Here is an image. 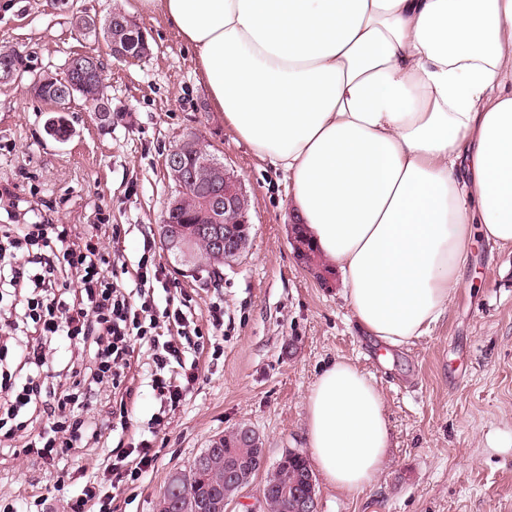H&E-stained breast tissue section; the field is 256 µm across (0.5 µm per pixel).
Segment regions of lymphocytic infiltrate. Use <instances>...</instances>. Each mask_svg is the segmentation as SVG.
I'll list each match as a JSON object with an SVG mask.
<instances>
[{
  "label": "lymphocytic infiltrate",
  "instance_id": "f902f5d3",
  "mask_svg": "<svg viewBox=\"0 0 512 512\" xmlns=\"http://www.w3.org/2000/svg\"><path fill=\"white\" fill-rule=\"evenodd\" d=\"M0 220V342L12 345L17 371L0 367V429L13 420L25 433V458L53 469L72 449L96 444L101 427L89 411L112 399L128 419L129 376L136 346L152 362L151 387L164 407L175 410L199 378L205 338L192 325L189 295L155 302L156 289H169L165 267L144 252L132 284H125L98 224H51L10 202ZM67 343L72 357L57 372L49 356ZM43 421L37 434L31 422ZM116 480L139 479L153 466L148 440L109 452Z\"/></svg>",
  "mask_w": 512,
  "mask_h": 512
}]
</instances>
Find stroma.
<instances>
[{"label":"stroma","instance_id":"obj_1","mask_svg":"<svg viewBox=\"0 0 512 512\" xmlns=\"http://www.w3.org/2000/svg\"><path fill=\"white\" fill-rule=\"evenodd\" d=\"M117 7L149 34L151 55L132 64L71 26L74 14L103 18ZM1 49L28 55L36 73H62L76 54L98 58L112 124L102 127L77 97L67 112L72 132L59 141L45 128L53 105L33 97L27 81L0 87V195L57 224L123 225L111 249L131 271L144 239L153 240L156 262L192 297L204 333L213 331L212 302H222L224 339L219 359L201 354L198 380L170 412L150 386L146 348H137L127 428H112L108 406L94 405L92 416L105 422L103 443L70 453L60 490L24 456H5L0 501L42 495L45 512H70L87 481L113 490L107 450L120 441L151 439L155 462L116 492L115 512H155L170 475L244 424L260 436L268 462L306 450L309 390L324 366L346 358L381 388L391 444L370 486L341 492L318 481L316 512H512L511 248L474 238L446 315L411 345L381 346L359 329L339 276L321 284L295 259L288 178L211 110L193 49L162 15L138 12L136 0H23L16 8L0 0ZM191 132L241 179L250 200L251 244L218 285L183 276L161 235L174 189L165 156Z\"/></svg>","mask_w":512,"mask_h":512}]
</instances>
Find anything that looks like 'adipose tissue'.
<instances>
[{"instance_id":"obj_1","label":"adipose tissue","mask_w":512,"mask_h":512,"mask_svg":"<svg viewBox=\"0 0 512 512\" xmlns=\"http://www.w3.org/2000/svg\"><path fill=\"white\" fill-rule=\"evenodd\" d=\"M196 55L215 111L292 180L358 326L398 347L448 311L480 225L512 248V0H138ZM340 491L381 473V389L340 358L306 399Z\"/></svg>"}]
</instances>
